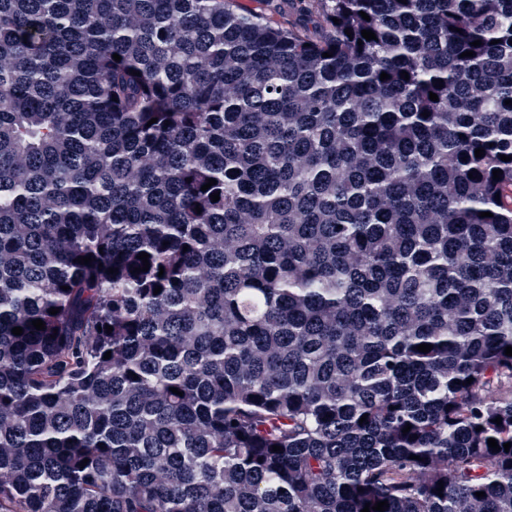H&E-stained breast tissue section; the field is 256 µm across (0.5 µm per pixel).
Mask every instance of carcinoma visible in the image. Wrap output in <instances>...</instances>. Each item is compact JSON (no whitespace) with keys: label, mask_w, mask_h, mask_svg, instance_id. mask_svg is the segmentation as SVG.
I'll return each instance as SVG.
<instances>
[{"label":"carcinoma","mask_w":512,"mask_h":512,"mask_svg":"<svg viewBox=\"0 0 512 512\" xmlns=\"http://www.w3.org/2000/svg\"><path fill=\"white\" fill-rule=\"evenodd\" d=\"M288 2L0 0V512H512V0Z\"/></svg>","instance_id":"obj_1"}]
</instances>
